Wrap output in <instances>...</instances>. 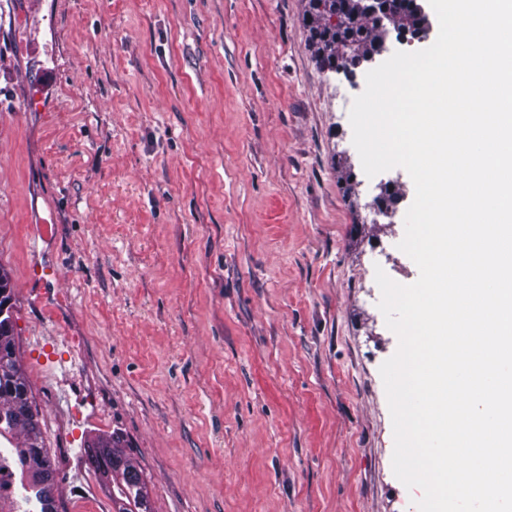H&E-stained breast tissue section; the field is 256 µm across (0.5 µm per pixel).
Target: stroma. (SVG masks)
Segmentation results:
<instances>
[{"label": "stroma", "mask_w": 512, "mask_h": 512, "mask_svg": "<svg viewBox=\"0 0 512 512\" xmlns=\"http://www.w3.org/2000/svg\"><path fill=\"white\" fill-rule=\"evenodd\" d=\"M309 11L0 0V268L64 512H112L85 450L114 432L155 512H417L375 280L419 276L415 188L365 175L367 70L319 67Z\"/></svg>", "instance_id": "obj_1"}]
</instances>
